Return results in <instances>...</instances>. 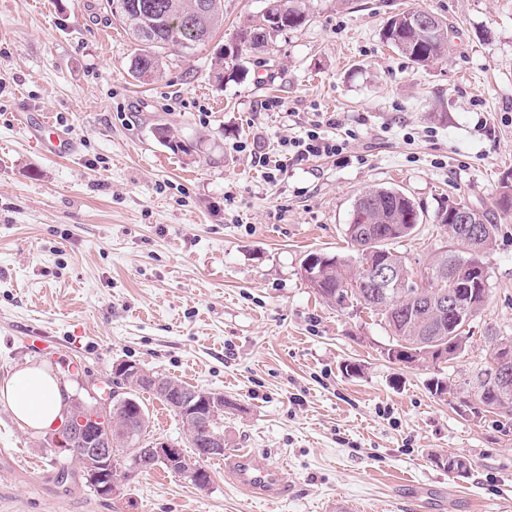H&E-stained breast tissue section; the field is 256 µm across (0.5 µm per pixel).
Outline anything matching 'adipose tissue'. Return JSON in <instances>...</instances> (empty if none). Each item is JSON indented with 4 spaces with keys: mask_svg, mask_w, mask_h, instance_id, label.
Listing matches in <instances>:
<instances>
[{
    "mask_svg": "<svg viewBox=\"0 0 512 512\" xmlns=\"http://www.w3.org/2000/svg\"><path fill=\"white\" fill-rule=\"evenodd\" d=\"M0 401L27 427L43 430L60 421L64 392L50 372L41 366L29 365L0 385Z\"/></svg>",
    "mask_w": 512,
    "mask_h": 512,
    "instance_id": "obj_1",
    "label": "adipose tissue"
}]
</instances>
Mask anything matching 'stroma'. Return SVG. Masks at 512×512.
<instances>
[{
  "mask_svg": "<svg viewBox=\"0 0 512 512\" xmlns=\"http://www.w3.org/2000/svg\"><path fill=\"white\" fill-rule=\"evenodd\" d=\"M104 3L0 0V381L41 365L84 399L129 362L222 393L225 447L284 464L288 492L246 494L220 457L204 489L159 466L109 498L61 485L46 432L0 402V512H512V414L475 411L464 386L492 337L512 336V211L494 208L512 178V0H305L304 25L220 82L217 57L267 5L224 0L223 26L147 84ZM413 10L455 30L426 67L382 40ZM48 112L72 155L32 142ZM319 112L340 156L256 164ZM161 124L191 153L161 143ZM380 187L423 212L399 246L413 267L446 246L449 201L494 214L489 299L448 363L390 361L385 323L301 275L308 253H352L354 203ZM436 375L447 394L429 391ZM142 400L151 436L188 448L179 418ZM450 455L465 475L435 465Z\"/></svg>",
  "mask_w": 512,
  "mask_h": 512,
  "instance_id": "1",
  "label": "stroma"
}]
</instances>
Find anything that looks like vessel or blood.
Returning <instances> with one entry per match:
<instances>
[{"mask_svg": "<svg viewBox=\"0 0 512 512\" xmlns=\"http://www.w3.org/2000/svg\"><path fill=\"white\" fill-rule=\"evenodd\" d=\"M38 131L43 148L59 157L68 154L69 139L54 121L40 119ZM224 474L239 488L268 502L278 500L285 489L284 469L279 465L260 461L255 453L246 450L225 452Z\"/></svg>", "mask_w": 512, "mask_h": 512, "instance_id": "vessel-or-blood-1", "label": "vessel or blood"}]
</instances>
